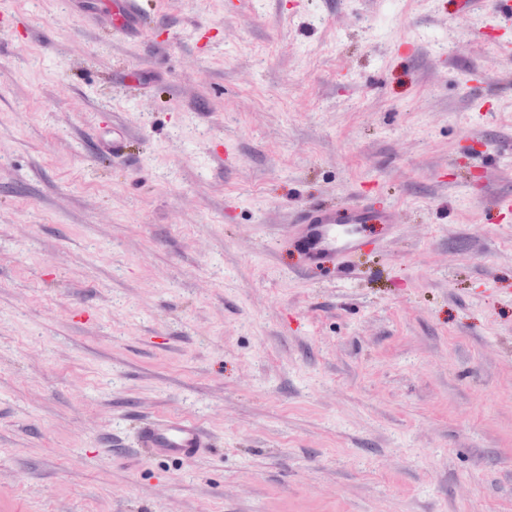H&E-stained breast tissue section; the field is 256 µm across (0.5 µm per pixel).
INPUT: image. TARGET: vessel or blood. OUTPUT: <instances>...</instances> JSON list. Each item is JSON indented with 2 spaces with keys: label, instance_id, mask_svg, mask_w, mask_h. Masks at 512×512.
Listing matches in <instances>:
<instances>
[{
  "label": "vessel or blood",
  "instance_id": "vessel-or-blood-1",
  "mask_svg": "<svg viewBox=\"0 0 512 512\" xmlns=\"http://www.w3.org/2000/svg\"><path fill=\"white\" fill-rule=\"evenodd\" d=\"M127 138L126 130L112 125L101 132L100 149L112 156L120 155ZM367 224L381 225L389 232L394 229L388 209L356 206L342 213L332 208L308 210L298 223L290 225L289 233L310 263L339 266L350 254L367 246L368 240L361 233ZM139 440L153 457L190 458L212 446L200 424L178 417L143 422Z\"/></svg>",
  "mask_w": 512,
  "mask_h": 512
}]
</instances>
